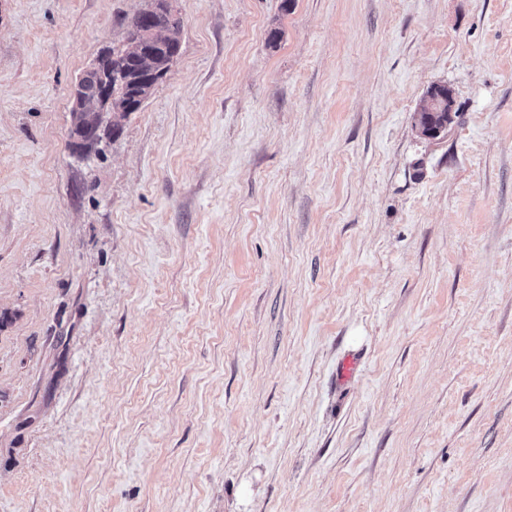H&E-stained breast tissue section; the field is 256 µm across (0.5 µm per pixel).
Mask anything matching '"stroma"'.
<instances>
[{"mask_svg":"<svg viewBox=\"0 0 512 512\" xmlns=\"http://www.w3.org/2000/svg\"><path fill=\"white\" fill-rule=\"evenodd\" d=\"M143 5L0 0V512H512V0H178L78 156ZM180 12L175 9L172 12L156 13L149 11L146 7L137 13L127 23L125 41L135 34L148 33L153 30H165L173 33L175 50L180 49L178 34L181 28ZM108 50H111L112 56L99 54L85 68L86 72L98 76L94 95L85 96L79 83L73 89V108L76 112L73 128L78 129L79 133L70 139V146L74 152L84 156L95 152L103 128L112 130L113 137L117 134L116 129H112V118L115 127L121 129L123 121L130 112H134H112V85L117 86L115 91L118 97L132 98L139 93L138 77L146 66L145 57L124 54V44L105 51ZM106 65L112 70V83L104 75ZM436 84L430 86L426 91L421 104L415 113L416 126L419 128L421 133L428 140H441L448 136L452 129L447 128L446 123L455 122L452 118L448 119V115L451 116L455 110V98L453 90L448 86L439 90L437 93L433 92V88ZM445 125V126H442ZM440 128L433 130L434 127Z\"/></svg>","mask_w":512,"mask_h":512,"instance_id":"35a3bbf8","label":"stroma"}]
</instances>
